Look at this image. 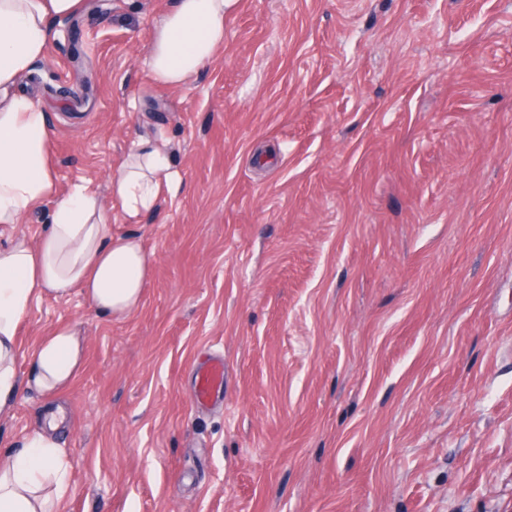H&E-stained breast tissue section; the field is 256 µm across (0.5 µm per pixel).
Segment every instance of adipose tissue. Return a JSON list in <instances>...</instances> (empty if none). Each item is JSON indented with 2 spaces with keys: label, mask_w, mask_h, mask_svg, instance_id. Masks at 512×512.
<instances>
[{
  "label": "adipose tissue",
  "mask_w": 512,
  "mask_h": 512,
  "mask_svg": "<svg viewBox=\"0 0 512 512\" xmlns=\"http://www.w3.org/2000/svg\"><path fill=\"white\" fill-rule=\"evenodd\" d=\"M82 0H0V225L20 223L52 205V222L38 242L15 237L0 248V417L18 385L47 400V423L16 449H0V512H61L67 461L58 441L65 425L61 401L84 363L83 338L62 324L36 345L19 377L17 335L35 300L79 291L96 311L123 320L136 311L153 260L134 235L116 236L97 192L87 185L60 192L50 157L42 105L14 93L41 59L54 20L74 15ZM236 0H174L149 47L150 74L166 88L189 84L224 46V18ZM179 187L164 145L136 142L109 183L113 202L139 223Z\"/></svg>",
  "instance_id": "adipose-tissue-1"
}]
</instances>
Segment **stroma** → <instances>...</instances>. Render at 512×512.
<instances>
[{
    "label": "stroma",
    "mask_w": 512,
    "mask_h": 512,
    "mask_svg": "<svg viewBox=\"0 0 512 512\" xmlns=\"http://www.w3.org/2000/svg\"><path fill=\"white\" fill-rule=\"evenodd\" d=\"M171 4L83 0L16 86L60 190L153 256L130 317L73 292L22 323L21 374L56 324L85 340L63 512H512V0H239L161 88ZM141 139L181 188L129 224L108 187ZM44 424L19 389L0 448ZM224 393V361L214 360L199 365L195 372L194 402L205 405Z\"/></svg>",
    "instance_id": "stroma-1"
}]
</instances>
